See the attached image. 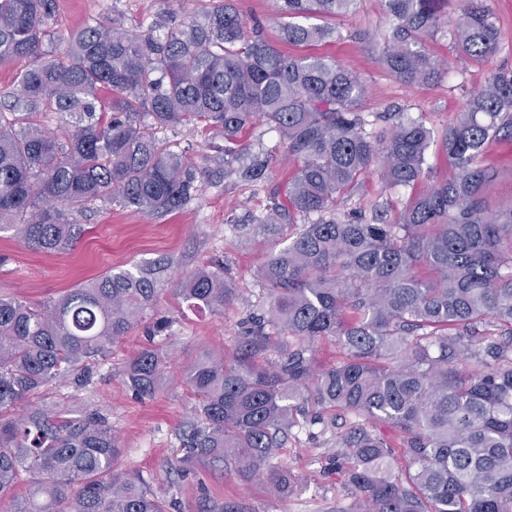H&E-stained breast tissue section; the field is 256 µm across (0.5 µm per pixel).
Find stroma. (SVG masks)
<instances>
[{
	"mask_svg": "<svg viewBox=\"0 0 512 512\" xmlns=\"http://www.w3.org/2000/svg\"><path fill=\"white\" fill-rule=\"evenodd\" d=\"M196 0H54L49 21L57 39L64 40L91 15H123L134 33L154 29L164 33L179 24ZM501 46L491 60L463 58L448 38L427 43L441 75L431 85H409L385 71L377 60L373 43L362 33L384 36L388 21L381 0H359L355 10L341 18L325 19L337 29V37L315 44L311 51L331 57L352 70L365 84L364 112L372 119V132L381 134L388 123L378 120L381 112L401 111L442 131L457 119L467 97L477 91L491 71H512V0H494ZM168 143H192V154L207 157V171L200 179L196 199L184 210L172 213H136L119 205L90 206L77 220L85 227L82 238L68 252L47 254L28 247L11 234L0 235V295L27 302L59 298L110 269L136 270L163 259L168 269L161 276L158 316L169 319L160 335L147 337L135 328L115 343L107 358L89 362L81 379L50 384L35 394L38 406H65L84 413L101 409L112 421L120 448L116 468L140 475L151 490L174 500V512H199L204 501L224 502L236 512H355L357 500L344 487L338 465L343 449L337 436L355 422L337 417L334 427L305 426L293 429L273 466L298 475L297 487L286 495L273 494L266 481L245 478L230 469L197 468L178 475L182 450L176 432L191 412L194 398L182 384L183 369L206 350H223L225 361H234L240 322L249 302L257 300L261 288L256 273L271 250L287 247L294 230L276 225L262 230L257 221L271 205L287 206L286 187L295 173L294 162L281 163L258 183L240 181L232 170L238 160L212 154L208 132L187 126L165 131ZM496 176L485 196L491 210L512 207V140L491 143L485 153ZM408 189L385 190L376 175L340 201L337 214L372 215L375 205L396 216ZM222 265L239 298L223 313L192 310L176 296L182 280L198 268ZM159 349L166 357V379L151 399H141L128 389L123 372L129 360L146 347Z\"/></svg>",
	"mask_w": 512,
	"mask_h": 512,
	"instance_id": "obj_1",
	"label": "stroma"
}]
</instances>
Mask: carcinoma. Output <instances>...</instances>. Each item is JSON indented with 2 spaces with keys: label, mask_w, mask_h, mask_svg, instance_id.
Instances as JSON below:
<instances>
[{
  "label": "carcinoma",
  "mask_w": 512,
  "mask_h": 512,
  "mask_svg": "<svg viewBox=\"0 0 512 512\" xmlns=\"http://www.w3.org/2000/svg\"><path fill=\"white\" fill-rule=\"evenodd\" d=\"M357 0H276L290 18L281 40L309 45L334 36L314 15L345 16ZM389 21L380 64L406 84L430 85L439 67L426 41L442 34L473 60L498 51L494 0H381ZM53 0H0V65L27 59L19 97L0 111V233L44 252L84 234L76 215L93 204L174 212L199 191L203 167L160 143L156 130L202 127L238 158L241 134L271 126L297 161L288 208L264 224L301 223L287 248L257 272L262 288L242 321L238 356L203 353L183 380L196 403L176 433L180 470L232 462L279 494L293 487L267 464L300 422L362 418L342 435L343 472L358 512H512V208L492 214L484 191L495 169L486 146L512 139V72H492L442 136L455 175L413 193L395 220L376 210L336 215L339 201L375 171L388 189L414 188L435 132L410 116L384 136L367 131L365 87L320 55H285L247 27L235 0H206L162 35L132 34L89 16L64 43L46 21ZM54 117L52 132L35 122ZM275 165L261 150L232 173L263 180ZM158 268L111 270L56 301L0 297V506L7 512H168L135 474L112 470L120 454L99 410L28 406L40 390L109 355L112 344L153 318ZM213 313L239 299L224 268L203 267L178 289ZM507 328L500 342L491 329ZM287 346L267 357L278 336ZM331 337L344 360L318 368L315 343ZM166 361L138 352L124 371L141 398L158 391ZM398 433L404 466L373 429ZM30 473L16 502L20 472Z\"/></svg>",
  "instance_id": "cac0c4a2"
}]
</instances>
